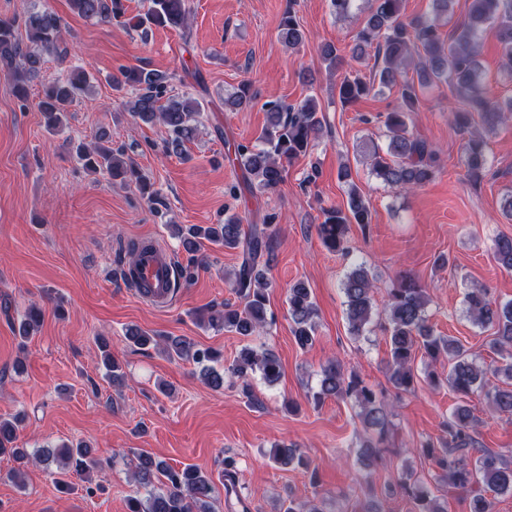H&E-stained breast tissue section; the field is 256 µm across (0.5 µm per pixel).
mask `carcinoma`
I'll return each instance as SVG.
<instances>
[{
    "label": "carcinoma",
    "instance_id": "1",
    "mask_svg": "<svg viewBox=\"0 0 512 512\" xmlns=\"http://www.w3.org/2000/svg\"><path fill=\"white\" fill-rule=\"evenodd\" d=\"M147 10L135 17L137 28L169 27L181 29L187 25V0H149ZM403 0H371L367 14L360 20L353 60L364 59L367 49L375 48V73L366 79L357 72L342 76L338 84V98L346 108L371 95L376 89L398 88L400 106L386 114L384 126L388 143L385 154L373 151L368 155L371 171L384 186L402 194L424 186L441 171L435 151L427 142L409 131V114L420 107L419 93L426 87L448 83L458 107L453 118L466 134L461 162L466 176L480 181L488 169L487 139L495 127L508 120L512 100L507 106L493 100L481 80L478 44L489 25L498 28L501 56L504 66L512 69V0H470L466 15L453 22L448 34H443L444 18L452 19L453 0H432L433 17L404 21L401 18ZM70 8L78 15L110 23L127 24L125 0H69ZM63 23L52 9L29 12L21 21L0 20V70L12 80L16 98L23 104L29 101L28 82L35 78L47 62L46 55L63 59ZM278 37L290 48L303 41V32L293 7L283 13ZM417 80H400L403 71L413 59ZM119 89L133 87L138 91L129 102L130 111L145 123L158 122L169 133L166 151L182 154L184 143L192 140L197 131L196 118L200 115L198 101L167 95L168 80L144 66L126 67L120 76L112 79ZM91 87L90 75L73 69L45 85L37 98V109L46 119L50 131L63 125L69 108ZM255 94L252 84L241 82L235 91L224 98V106L233 110L249 107ZM267 124L252 146L229 144L224 159L242 172L243 184L231 188L232 193L248 191L255 196L276 189L285 178L286 165L306 156L315 146L322 129L318 101L308 96L297 104L269 102L265 104ZM78 153L87 168L103 170L110 177L136 184L141 195L150 202L156 193L150 182L126 158L124 146L112 147L107 133L102 132L90 147H78ZM338 179L348 186L347 210H324L325 219L318 225V236L331 252L348 253L350 225L363 227L371 223V212L358 186L352 181L351 169L344 165L338 170ZM269 225L253 224L244 229L242 218L229 215L222 224H191L179 229L180 242L188 255L186 265L178 268L179 280L187 283L195 279L199 268V253L204 242L224 249L242 250L239 267L230 278V288L240 304L222 303L212 306L201 315L212 328L233 331L248 338L272 324L267 317L268 288L271 283L260 264L271 247ZM493 259L498 266L512 270V237L502 235L495 242ZM376 285L364 263L355 264L342 282L345 296V314L349 334L358 339L366 326L378 316L374 304ZM431 299L408 274L400 275L386 290L384 304L385 330L389 333V356L386 362L388 382L398 393H412L418 384L414 370L417 355L432 364L448 362L445 377L434 371L426 374L427 383L436 388L445 382L448 388L463 398L482 395L496 413L512 420V361L494 369L478 364V355L465 349L452 336L435 334L429 323L427 307ZM288 320L296 343L305 348L316 338V305L310 288L297 281L288 288ZM466 313L473 324L493 330L491 348L497 352L512 351V301L496 302L484 288H472L465 295ZM41 308L32 305L20 324V335L27 339L40 323ZM128 341L137 346L166 344L168 355L191 359L203 365L202 375L213 390L224 389V374L209 366L221 359L211 349H200L181 336L161 338L139 328L126 331ZM100 361L108 376L117 379L122 369L112 356L110 346L101 341L98 346ZM228 372L236 377L245 394L253 395L251 381L260 374L267 384L281 377L278 357L270 350L257 351L251 347L240 350ZM316 403L328 398L349 399L359 409L363 426L372 432L359 453L364 468H370L381 458L379 444L388 432L389 412L381 395L356 372H346L335 360L329 361L321 372L319 389L313 393ZM476 419L467 405L455 407L443 424L445 436L435 443L427 442L422 452L438 469L437 481L448 487L469 493V512H492L487 492L497 495L512 494V463L501 454L478 447L474 437ZM20 421L0 419V457L9 456L20 465H36L45 461V454L28 453L17 446ZM64 468L57 482L70 488L66 477L80 474L101 465L93 456L90 445L84 442L63 446ZM137 461L134 480L147 488L154 480L165 479L163 486L151 490L148 497L129 499V512H214L216 485L208 472L196 465L175 470L165 461L141 450L134 453ZM272 460L282 466L296 464L309 468L300 449L286 444L275 445ZM399 487L410 498L416 512H445L439 498L433 496L423 481L410 471L399 477Z\"/></svg>",
    "mask_w": 512,
    "mask_h": 512
}]
</instances>
